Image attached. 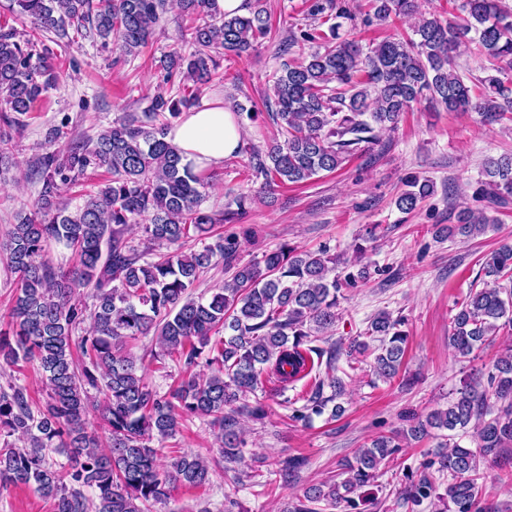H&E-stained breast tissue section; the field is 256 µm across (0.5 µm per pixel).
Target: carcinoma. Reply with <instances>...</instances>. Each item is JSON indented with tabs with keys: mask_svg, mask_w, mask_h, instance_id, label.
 I'll return each mask as SVG.
<instances>
[{
	"mask_svg": "<svg viewBox=\"0 0 512 512\" xmlns=\"http://www.w3.org/2000/svg\"><path fill=\"white\" fill-rule=\"evenodd\" d=\"M210 0H180L193 18L191 45L175 48L161 60L167 78L180 76L175 94L159 92L142 112L125 113L96 138H72L61 150L36 158L32 172L42 182L31 213L18 214L0 254L16 274L15 298L0 315V368L32 362L41 371L48 401L36 407L21 386L0 387V490L26 485L51 501L52 512H153L177 486L202 488L211 482L207 458L192 452L163 464L153 440L174 437L188 416L209 418L219 453L227 463L243 459L239 416L267 417L266 406L245 402L259 384L276 391L314 376L303 405L292 419L321 416L340 396L345 382L336 375L341 349L314 345L336 323L343 290L366 279V270L332 275L336 258L323 249L299 250L282 244L263 255V262L238 263L240 241L213 233L231 223L252 203L235 199L236 210L217 217L201 208L209 178L182 162L166 140L181 112L198 101L201 86L217 75V58L227 52L248 53L271 28L264 8L246 15L216 17ZM359 16L345 0H305L312 23L291 34L290 45L317 44L299 60H289L271 88L269 117L282 140L266 149L246 147L247 177L264 186L300 183L319 173L340 169L364 144L396 127L400 116L421 100L449 112H484L488 120L512 121V7L505 0H456L463 14L452 22L438 15L412 28L413 36L393 35L368 51L340 36L341 23L352 27L405 21L418 10L417 0H370ZM9 9L29 20L30 34L0 25V167L12 163L13 134L28 126L29 113L60 77L61 66L42 37L59 39L69 31L91 29L105 44L136 56L149 45L166 0H10ZM333 21L324 32L314 25ZM502 63L496 74L478 79L482 96L458 74L454 51L466 39ZM112 178L86 195L71 210L55 202L58 184L77 181L88 170ZM475 197L496 205L512 196V154L489 161ZM397 198L405 213L432 192L426 178L412 177ZM486 210L464 211L458 223L441 229L471 236L495 226ZM138 225L142 242L125 238ZM213 235L199 251L165 253L163 246ZM71 251L68 271L49 258L52 247ZM235 268L233 277L211 297H195L190 288L214 264ZM489 280L470 289L451 322L448 344L466 358L501 333L512 331V244L502 243L484 259ZM90 290L93 309L81 298ZM90 321L84 334L81 325ZM404 319L378 313L364 335L380 342L375 374L395 378L408 340ZM224 335L212 340L219 330ZM152 336L160 352L178 355L186 376L165 393L153 389L141 370L142 358L130 342ZM209 375L192 372L203 348ZM331 394L324 395L325 388ZM102 399L91 402L90 390ZM97 411L106 433L101 440L89 426ZM408 436L419 439L430 429L455 431L472 427L470 448L458 442L423 463L422 471L404 473L400 500L433 512H495L482 497L481 462L506 460L512 446V350L507 348L492 369L469 382L445 409L422 420L408 411ZM399 431L379 435L344 464L347 477L308 487L307 504L292 512H317L315 505L345 504L347 512H376L374 496L352 497L377 482L379 471L398 465L403 452ZM16 441L11 442L9 438ZM63 451L66 463L50 460ZM448 476L444 493L437 477Z\"/></svg>",
	"mask_w": 512,
	"mask_h": 512,
	"instance_id": "1",
	"label": "carcinoma"
}]
</instances>
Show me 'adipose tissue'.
<instances>
[{
	"mask_svg": "<svg viewBox=\"0 0 512 512\" xmlns=\"http://www.w3.org/2000/svg\"><path fill=\"white\" fill-rule=\"evenodd\" d=\"M243 130L223 103H204L182 113L170 128L168 139L195 170L222 166L239 149Z\"/></svg>",
	"mask_w": 512,
	"mask_h": 512,
	"instance_id": "adipose-tissue-1",
	"label": "adipose tissue"
}]
</instances>
